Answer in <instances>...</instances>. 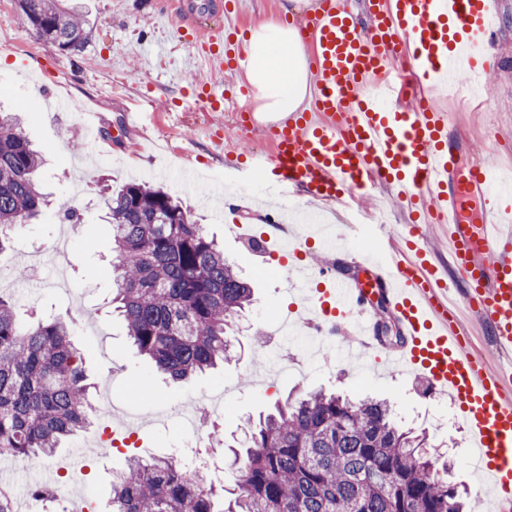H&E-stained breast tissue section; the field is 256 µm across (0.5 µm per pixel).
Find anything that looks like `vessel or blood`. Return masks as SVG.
<instances>
[{
  "mask_svg": "<svg viewBox=\"0 0 512 512\" xmlns=\"http://www.w3.org/2000/svg\"><path fill=\"white\" fill-rule=\"evenodd\" d=\"M363 9L359 16L346 0H314L301 32L312 57L311 109L267 123L271 152L260 169L320 202L355 199L384 183L411 211L447 226L459 286L396 250L365 280L318 265L315 316L323 331L353 318L361 342L340 346L350 358L375 347V302L396 312L404 342L394 366L422 373L459 405L474 458L495 490L494 512H512V232L485 214L486 172L463 164L449 147L446 113L421 100L402 112L382 104L400 93L392 60L406 47L414 49L412 75L427 80L447 83L483 69L481 49L493 34L487 0H363ZM190 28L205 58L237 66L239 51L222 48L201 21ZM288 224L287 209H280L262 238V258L299 248V239L282 233ZM455 293L489 328L503 363L489 365L471 352L450 307Z\"/></svg>",
  "mask_w": 512,
  "mask_h": 512,
  "instance_id": "obj_1",
  "label": "vessel or blood"
}]
</instances>
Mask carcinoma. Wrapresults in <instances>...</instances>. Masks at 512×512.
<instances>
[{"label": "carcinoma", "instance_id": "carcinoma-1", "mask_svg": "<svg viewBox=\"0 0 512 512\" xmlns=\"http://www.w3.org/2000/svg\"><path fill=\"white\" fill-rule=\"evenodd\" d=\"M16 20L66 53L87 40L63 0H15ZM42 154L0 112V252L50 200ZM112 297L126 336L173 381L235 360L229 336L253 291L224 249L167 191L129 183L106 193ZM60 317L20 321L0 295V456L49 458L96 419L93 383ZM237 478L219 489L188 480L170 457L132 456L112 478L111 512H466L427 433L401 427L391 405L322 389L276 402L242 425Z\"/></svg>", "mask_w": 512, "mask_h": 512}]
</instances>
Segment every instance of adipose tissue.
<instances>
[{
    "instance_id": "adipose-tissue-1",
    "label": "adipose tissue",
    "mask_w": 512,
    "mask_h": 512,
    "mask_svg": "<svg viewBox=\"0 0 512 512\" xmlns=\"http://www.w3.org/2000/svg\"><path fill=\"white\" fill-rule=\"evenodd\" d=\"M245 76L267 120L304 111L310 90L308 56L295 29L268 23L246 44Z\"/></svg>"
}]
</instances>
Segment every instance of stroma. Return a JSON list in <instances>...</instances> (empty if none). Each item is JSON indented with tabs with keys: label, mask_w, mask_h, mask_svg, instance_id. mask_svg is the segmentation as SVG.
<instances>
[{
	"label": "stroma",
	"mask_w": 512,
	"mask_h": 512,
	"mask_svg": "<svg viewBox=\"0 0 512 512\" xmlns=\"http://www.w3.org/2000/svg\"><path fill=\"white\" fill-rule=\"evenodd\" d=\"M78 5L86 20L88 41L81 52L64 53L39 40L13 18L14 0H0V109L19 113L23 129L40 148L45 163L40 173L44 192L77 206L79 224H59L48 213L28 225L10 248L0 253V293L13 296L22 321L54 314L75 322L74 337L84 366L96 385L95 399H110L114 414L138 418L137 455L189 454L187 430L171 408L181 407L194 392L225 390L227 413L210 419L226 438L241 434L244 419L264 411L296 389L335 390L351 396L369 395L388 401L397 422L425 429L447 446L456 461L454 480L471 486L477 476L464 467L470 444L454 400L434 394L430 383L413 372L395 371L390 364L368 358L359 370L339 353L328 362L300 363V348L286 339L279 315L294 302L285 291L278 262L261 264L258 246L247 245L229 230L246 222L247 212L234 196L248 195L265 210L287 204V195L268 196V183L248 159L270 150L266 134L245 129L232 110L212 111L198 98L201 85L218 83L232 93L245 85L243 70L221 71L201 60V47L183 36L164 0H67ZM231 21L241 39L270 22L307 23L313 0H237ZM495 35L484 48V71L477 90L435 89V106L448 115V136L464 160L492 165L502 185L487 204L491 216L512 207V0H490ZM97 111L102 140L84 142L75 105ZM493 113L485 121L483 112ZM107 175L113 186L128 182L164 187L178 197L208 234L224 244V254L255 287V300L238 324L237 359L215 372L184 383H172L152 371L112 314L111 227L106 223L95 180ZM343 248H321L326 257L348 263L378 257L388 246L370 215L389 225L407 221L394 194L377 185L358 209L325 204ZM72 240L67 276L69 286L55 288L57 259L53 243L60 233ZM28 269L16 278L17 266ZM263 343H255L256 332ZM81 452L89 471L76 486L79 497L91 498L97 512H110L113 472L124 456L96 444L95 432L84 433L57 453L34 464L0 458V472L26 512H57L53 502H38L33 486L58 461Z\"/></svg>",
	"instance_id": "obj_1"
}]
</instances>
